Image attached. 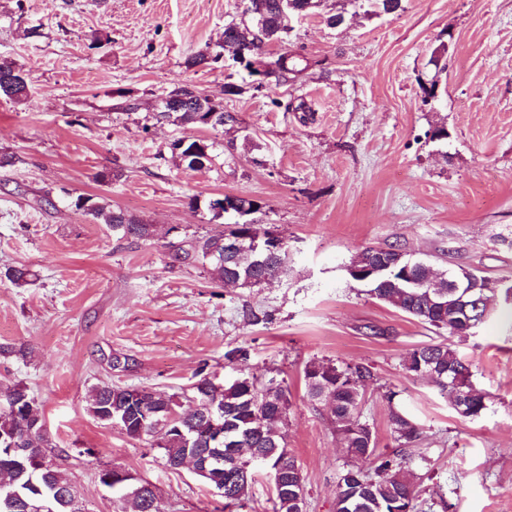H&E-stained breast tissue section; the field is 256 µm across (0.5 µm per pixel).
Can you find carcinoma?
I'll use <instances>...</instances> for the list:
<instances>
[{"label": "carcinoma", "instance_id": "cac0c4a2", "mask_svg": "<svg viewBox=\"0 0 512 512\" xmlns=\"http://www.w3.org/2000/svg\"><path fill=\"white\" fill-rule=\"evenodd\" d=\"M374 3L375 14H392L403 9V0H349L358 5ZM247 19L242 24L224 25L218 51L201 52L185 59L188 69L217 63L225 55L243 64L250 74L274 76L275 85L294 81L301 72L300 59L288 51L293 21L309 15L322 0H247ZM279 46L283 53L267 62L268 70L254 67L265 59L268 47ZM28 77L15 62L0 58V97L22 102L28 97ZM223 110L202 92L185 96L174 89L163 97L156 114L168 115L172 124L182 127L203 126V113ZM212 145L202 139L188 142L178 139L172 150L180 162L191 170H202L211 164ZM88 206L76 200L75 206L94 220H102L112 232L123 238L149 240L155 228L122 210L108 208L99 198L89 196ZM252 233L268 235L255 224L235 222L230 228L212 235L186 249L170 245L169 264L200 262L211 279L219 286L233 284L239 288H256L263 281L286 270L288 246H283L267 263L251 249L229 251L233 239ZM352 263L358 268H370V277L363 281L368 295L427 324L440 335L465 338L490 317L486 308L471 305L474 293L467 288L448 287V270H438L420 259L411 257L400 246H369L360 250ZM403 369L413 376H429L433 383L450 398L456 414L475 419L487 409L486 395L472 384L471 364L458 351L442 340L417 347L403 359ZM304 379L308 395L315 401L332 400L330 416L336 433L352 463L347 465L337 482L336 512H418V491L409 471L406 449L420 440L418 424L404 411L390 389L385 393L390 422L398 450L388 456L377 454L376 442L368 421L362 419L366 383L373 379L372 370L364 365L347 362L314 361L305 365ZM199 410L178 423L180 430L163 433L164 457L169 468L177 466L186 455L197 450L215 453L224 450V462L208 466L205 483L213 489H224L227 505L243 503L255 481L250 465L254 453L266 457L267 467L279 473L275 487L274 512H303L305 486L300 466L288 450L285 433L289 400L285 388L268 380L263 384L252 377L241 376L220 386L210 384L202 375L192 386ZM34 399L26 387L14 384L0 401V469L8 468L9 457L3 448L8 443L24 448L34 442L48 447L47 427L40 422L35 429L27 426L22 410ZM173 406V396L147 388L103 385L93 389L89 411L106 424H113L111 411L120 410L121 431L130 438L152 435L149 414H163ZM214 406L223 412L224 444L215 442V420L207 412ZM374 457L377 465L369 472L356 461ZM74 488L68 475L59 467L42 470L26 464L13 472L10 506L0 497V512H32L46 500L54 512H71L61 497Z\"/></svg>", "mask_w": 512, "mask_h": 512}]
</instances>
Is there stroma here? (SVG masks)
I'll list each match as a JSON object with an SVG mask.
<instances>
[{
  "instance_id": "obj_1",
  "label": "stroma",
  "mask_w": 512,
  "mask_h": 512,
  "mask_svg": "<svg viewBox=\"0 0 512 512\" xmlns=\"http://www.w3.org/2000/svg\"><path fill=\"white\" fill-rule=\"evenodd\" d=\"M394 14L346 5L328 28L299 20L289 46L307 69L255 88L232 62L186 68L214 51L244 0H0V56L28 75L23 102L0 97V385L24 384L51 451L90 512H114L107 465L150 482L160 512H273L259 473L244 506L190 469H169L160 435L132 439L89 411L93 388H150L187 401L199 375L276 377L288 391V447L305 480V512H335L348 461L327 402L310 401L313 360L369 366L363 417L378 453L397 444L383 394L420 423L410 448L419 512H512V328L491 320L454 346L472 365L485 413L460 419L431 379L402 367L433 329L366 294L348 268L367 246L396 244L436 267L512 281V0H403ZM447 54H440L441 45ZM243 86L224 94L225 83ZM223 104L227 125H157L171 89ZM309 104L308 117L296 104ZM445 138H433L437 129ZM213 145L194 171L171 150ZM102 196L156 226L118 238L75 206ZM257 200L253 223L288 244V272L259 288H222L201 264L173 266L169 243L219 232L209 200ZM198 209H190L191 197ZM33 273L19 287L6 276ZM233 349L246 359L228 361ZM133 358L114 371L113 356Z\"/></svg>"
}]
</instances>
